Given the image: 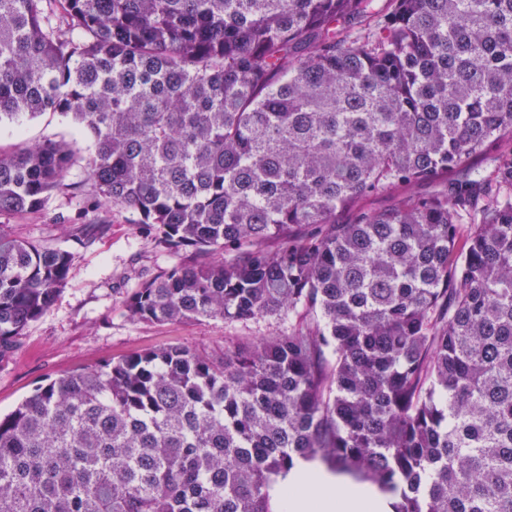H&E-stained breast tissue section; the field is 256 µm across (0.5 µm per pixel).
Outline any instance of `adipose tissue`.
<instances>
[{
  "label": "adipose tissue",
  "instance_id": "ef3b65f1",
  "mask_svg": "<svg viewBox=\"0 0 512 512\" xmlns=\"http://www.w3.org/2000/svg\"><path fill=\"white\" fill-rule=\"evenodd\" d=\"M277 496L284 512H393L396 496L367 482H355L299 460Z\"/></svg>",
  "mask_w": 512,
  "mask_h": 512
}]
</instances>
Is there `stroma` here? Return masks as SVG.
I'll use <instances>...</instances> for the list:
<instances>
[{"mask_svg": "<svg viewBox=\"0 0 512 512\" xmlns=\"http://www.w3.org/2000/svg\"><path fill=\"white\" fill-rule=\"evenodd\" d=\"M74 128L59 115L0 128V145L53 137L68 140ZM67 187L53 194L45 209L24 216L1 215L11 234L73 252L65 286L49 309L25 328L10 358L0 363V413L10 412L44 380L91 368L145 350L182 345L220 354L226 341L255 339L287 329L284 316L246 322H138L126 311L128 297L141 283L186 262L185 252L170 250L144 235L134 212L116 208L108 227L75 223L87 206L91 186L79 170Z\"/></svg>", "mask_w": 512, "mask_h": 512, "instance_id": "stroma-1", "label": "stroma"}]
</instances>
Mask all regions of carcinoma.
<instances>
[{"mask_svg":"<svg viewBox=\"0 0 512 512\" xmlns=\"http://www.w3.org/2000/svg\"><path fill=\"white\" fill-rule=\"evenodd\" d=\"M47 112L78 138L0 149V215L79 168L93 223L189 253L131 319L288 330L38 386L0 512H272L299 458L393 512H512V0H0V126ZM72 262L0 228V362Z\"/></svg>","mask_w":512,"mask_h":512,"instance_id":"carcinoma-1","label":"carcinoma"}]
</instances>
